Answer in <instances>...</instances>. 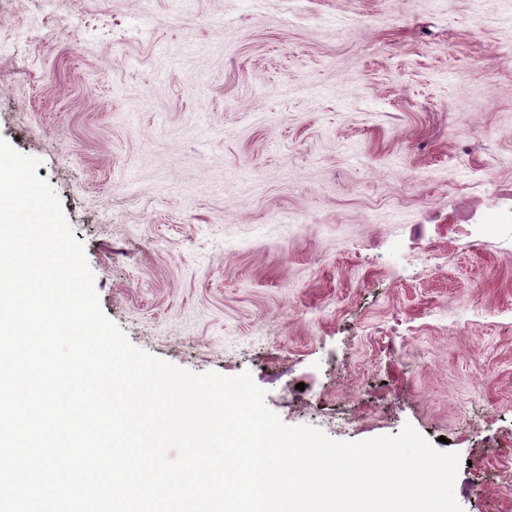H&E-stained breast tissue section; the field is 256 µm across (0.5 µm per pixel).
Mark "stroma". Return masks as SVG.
I'll return each instance as SVG.
<instances>
[{"mask_svg": "<svg viewBox=\"0 0 512 512\" xmlns=\"http://www.w3.org/2000/svg\"><path fill=\"white\" fill-rule=\"evenodd\" d=\"M0 137L133 345L512 512V0H0Z\"/></svg>", "mask_w": 512, "mask_h": 512, "instance_id": "obj_1", "label": "stroma"}]
</instances>
